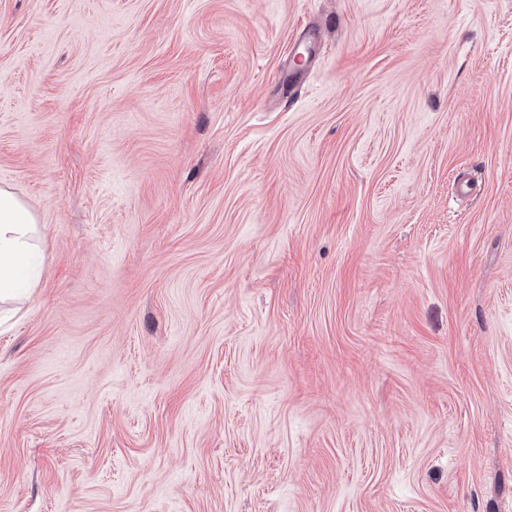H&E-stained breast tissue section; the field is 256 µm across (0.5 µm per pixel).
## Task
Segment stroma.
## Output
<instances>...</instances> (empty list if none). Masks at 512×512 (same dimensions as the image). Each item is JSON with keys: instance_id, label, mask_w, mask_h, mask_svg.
Here are the masks:
<instances>
[{"instance_id": "1", "label": "stroma", "mask_w": 512, "mask_h": 512, "mask_svg": "<svg viewBox=\"0 0 512 512\" xmlns=\"http://www.w3.org/2000/svg\"><path fill=\"white\" fill-rule=\"evenodd\" d=\"M4 185L0 512H512V0H0ZM40 242L33 210L10 189L0 187V303L32 295L37 279L30 258Z\"/></svg>"}]
</instances>
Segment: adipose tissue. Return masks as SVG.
I'll list each match as a JSON object with an SVG mask.
<instances>
[{"mask_svg":"<svg viewBox=\"0 0 512 512\" xmlns=\"http://www.w3.org/2000/svg\"><path fill=\"white\" fill-rule=\"evenodd\" d=\"M40 242L33 210L10 189L0 187V303L32 295L37 279L30 258Z\"/></svg>","mask_w":512,"mask_h":512,"instance_id":"1","label":"adipose tissue"}]
</instances>
